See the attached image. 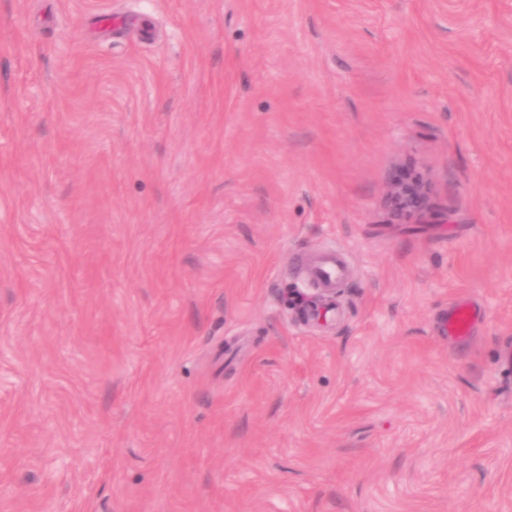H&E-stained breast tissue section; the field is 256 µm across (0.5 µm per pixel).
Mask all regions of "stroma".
<instances>
[{
    "instance_id": "obj_1",
    "label": "stroma",
    "mask_w": 512,
    "mask_h": 512,
    "mask_svg": "<svg viewBox=\"0 0 512 512\" xmlns=\"http://www.w3.org/2000/svg\"><path fill=\"white\" fill-rule=\"evenodd\" d=\"M509 343L512 0H0V512H512ZM391 200L394 201L397 211H420L426 206V194L417 181H406L393 186ZM347 274V266L338 251L329 250L319 254L311 263L309 276L318 288L325 289V297L335 298L336 288ZM476 318V310L471 303L459 302L451 305L445 317L448 333L459 338H467Z\"/></svg>"
}]
</instances>
